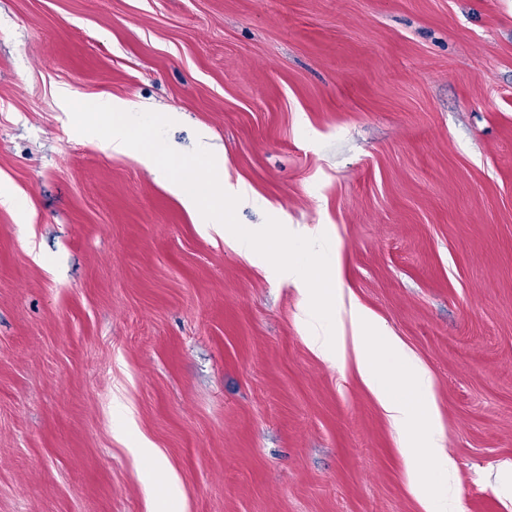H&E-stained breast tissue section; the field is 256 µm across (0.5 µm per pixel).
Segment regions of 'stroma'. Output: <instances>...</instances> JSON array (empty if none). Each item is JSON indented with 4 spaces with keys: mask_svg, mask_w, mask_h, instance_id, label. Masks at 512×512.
I'll return each mask as SVG.
<instances>
[{
    "mask_svg": "<svg viewBox=\"0 0 512 512\" xmlns=\"http://www.w3.org/2000/svg\"><path fill=\"white\" fill-rule=\"evenodd\" d=\"M175 112L434 380L463 512H512V0H0V512H425L297 290L76 104ZM141 460L148 463L150 468L157 474V476L166 484L172 487L177 486L176 476L162 466L163 455L158 448L145 447L135 448Z\"/></svg>",
    "mask_w": 512,
    "mask_h": 512,
    "instance_id": "1",
    "label": "stroma"
}]
</instances>
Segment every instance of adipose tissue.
<instances>
[{"label":"adipose tissue","mask_w":512,"mask_h":512,"mask_svg":"<svg viewBox=\"0 0 512 512\" xmlns=\"http://www.w3.org/2000/svg\"><path fill=\"white\" fill-rule=\"evenodd\" d=\"M85 132L98 138L112 154L142 160L158 175L169 178L183 206L197 217L204 231L229 242L245 256L265 252L276 278L299 286L306 303L304 336L307 347L329 363L353 360L362 380L376 396L389 424L401 437L411 484L426 503V512H460L455 464L443 440L434 383L405 344L386 332L375 316L344 288L335 267H305L277 252L288 239L284 224L243 228L224 221L222 204L237 197L253 206L262 199L245 183L230 184L220 154L207 136H199L191 160L170 157L159 145V129L174 121L168 113L144 121L134 105L94 98L81 104ZM434 473L443 485L435 490L424 480Z\"/></svg>","instance_id":"1"}]
</instances>
